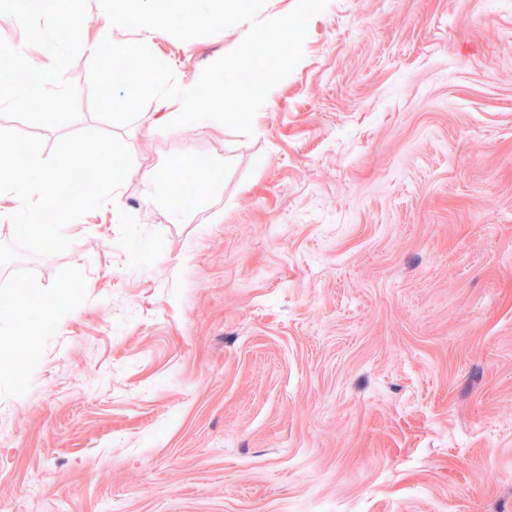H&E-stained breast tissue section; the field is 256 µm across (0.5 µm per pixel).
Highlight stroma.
Wrapping results in <instances>:
<instances>
[{
  "instance_id": "stroma-1",
  "label": "stroma",
  "mask_w": 512,
  "mask_h": 512,
  "mask_svg": "<svg viewBox=\"0 0 512 512\" xmlns=\"http://www.w3.org/2000/svg\"><path fill=\"white\" fill-rule=\"evenodd\" d=\"M80 6L65 37L0 0V127L132 158L66 251L0 264V341L37 351L0 353V512H512V0H327L249 136L107 123L89 81L102 31L188 83L249 23ZM187 153L220 176L176 220L141 176Z\"/></svg>"
}]
</instances>
